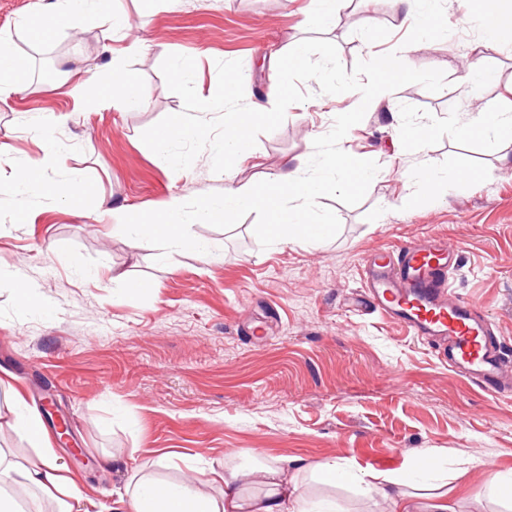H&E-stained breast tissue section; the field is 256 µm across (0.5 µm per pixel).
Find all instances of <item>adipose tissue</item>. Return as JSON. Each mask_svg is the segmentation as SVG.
I'll use <instances>...</instances> for the list:
<instances>
[{
  "label": "adipose tissue",
  "mask_w": 512,
  "mask_h": 512,
  "mask_svg": "<svg viewBox=\"0 0 512 512\" xmlns=\"http://www.w3.org/2000/svg\"><path fill=\"white\" fill-rule=\"evenodd\" d=\"M87 14L98 16L116 30L125 24L124 16L113 13L112 0H54L40 16L38 25L47 31L56 30ZM408 75L409 70L401 60L376 59L372 62L369 82L358 86L357 91L375 104L387 105L391 102L393 86ZM105 85L110 95L130 107L144 106L150 98L149 91L117 58L112 61V71ZM288 99L287 91L283 90L268 104L226 113L224 132L212 142L224 155L225 169H232L252 150L251 138L241 134V126L272 120L287 106ZM455 134L462 141L487 135L512 137V110L476 109ZM331 167L332 176L320 179L305 177L304 166L299 163L273 174L261 185L227 181L222 197L208 199L198 206L196 219L211 223L238 210L262 208L269 213L271 231L278 241L320 240L328 228L312 220L311 206L315 200L330 192L352 188L355 183L368 181L374 175L363 157L341 145L331 156ZM19 184L35 194L72 204L85 181L76 173L65 179L50 178L40 164L33 163L20 170ZM182 214V202L175 196L162 207L133 215L121 207L109 212L115 223L134 233L164 241L171 248L201 249L199 240L183 232ZM14 424L40 442L41 449L35 460L24 462L12 449L0 448V512H23L21 502L25 499L33 501L32 512H84V491L68 476L65 464L49 444L39 413L31 410L16 416ZM312 473L326 486L336 485L345 478L357 481L363 485L372 506L378 507L380 512H455L453 492L445 486L414 493L396 476L377 471L357 473L337 461L318 462ZM212 483L222 486L221 497L200 493V485ZM300 486L297 475L251 464L228 468L221 473L202 471L176 483L154 479L141 467L136 469L124 493L113 501L112 512H313L314 504Z\"/></svg>",
  "instance_id": "1"
}]
</instances>
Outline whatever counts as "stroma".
Masks as SVG:
<instances>
[{
	"mask_svg": "<svg viewBox=\"0 0 512 512\" xmlns=\"http://www.w3.org/2000/svg\"><path fill=\"white\" fill-rule=\"evenodd\" d=\"M49 3L0 0V35L27 74L0 103V398L39 412L45 397L56 401L71 437L54 448L81 477L91 512H110L133 462H154V474L175 480L262 461L300 471L306 492L334 496L338 512H367L369 503L355 485L312 482L308 465L335 459L410 474L430 452L425 484L453 482L465 465L478 483L512 480V397L449 371L400 322L367 308L360 290L366 256L440 236L458 252L456 292L512 349V141L448 133L467 121L473 98L490 110L512 105V29L484 49L479 0L465 14L439 0L447 28L434 32L402 24L393 0H343L327 27L313 22L319 0H115L127 35L85 17L35 37L28 24ZM299 42L307 67L275 64ZM43 53L52 66L101 73L121 58L149 102L88 107L63 78L33 79ZM376 55L404 57L412 71L395 87L391 111L330 89L366 78ZM466 55L497 81L469 83L460 70ZM177 58L191 85L173 77ZM229 71L245 78L229 109L266 103L283 87L291 97L252 129L256 155L236 165V182L262 184L296 157L313 176L330 175L340 141L375 170L360 187L316 201L312 216L329 227L318 243L277 241L258 210L196 223L197 207L224 194V160L209 147L224 114L203 100L222 92ZM179 112L201 132L172 146L175 169L159 158L154 136ZM48 120L49 138L38 130ZM406 120L437 131L414 149L399 142ZM55 140L68 152L65 170L86 179L75 207L17 182L19 166L46 162ZM423 160L445 176L426 203L408 177ZM465 167L493 176L468 184L456 177ZM62 171L46 169L54 178ZM173 195L204 252L135 237L99 213L156 208ZM116 269L144 289L113 282ZM20 277L42 307L18 302Z\"/></svg>",
	"mask_w": 512,
	"mask_h": 512,
	"instance_id": "35a3bbf8",
	"label": "stroma"
}]
</instances>
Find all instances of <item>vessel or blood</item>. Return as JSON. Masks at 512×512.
<instances>
[{
    "label": "vessel or blood",
    "instance_id": "1",
    "mask_svg": "<svg viewBox=\"0 0 512 512\" xmlns=\"http://www.w3.org/2000/svg\"><path fill=\"white\" fill-rule=\"evenodd\" d=\"M456 252L428 237L401 244L394 252L368 256L362 284L373 310L384 311L448 355V364L486 391L502 394L508 359L490 322L451 285Z\"/></svg>",
    "mask_w": 512,
    "mask_h": 512
}]
</instances>
